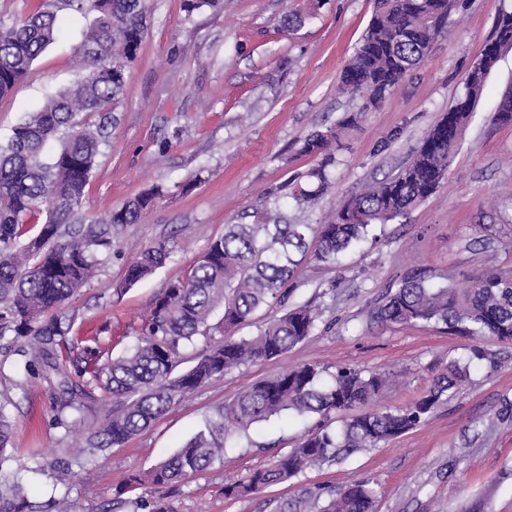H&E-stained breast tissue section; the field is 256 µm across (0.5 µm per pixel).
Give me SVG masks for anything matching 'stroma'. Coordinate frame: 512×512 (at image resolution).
<instances>
[{
  "mask_svg": "<svg viewBox=\"0 0 512 512\" xmlns=\"http://www.w3.org/2000/svg\"><path fill=\"white\" fill-rule=\"evenodd\" d=\"M308 0H229L217 15H186L183 0H145L148 32L127 72L126 94L109 142L86 188L84 221L152 188L160 197L139 223L125 225L97 274L65 302L77 343L71 355L96 348L124 355L136 343L141 318L168 282L193 265L225 225L268 188L285 185L312 164L303 138L344 115L357 124L331 147L336 164L328 190L304 210L281 202L280 216L322 224L366 184L395 175L425 134L465 92L468 73L512 0H460L456 25L432 41L425 61L369 112L341 92L340 75L371 18L374 0H323L294 31L281 25ZM87 21L71 13L56 42L29 75L0 99V140L80 73L74 47ZM512 85V50L486 79L457 154L439 188L405 217L376 224L355 246L324 265L305 261L291 304L313 303L321 316L307 341L276 359L232 369L172 405L152 426L119 448L95 453L75 469L74 512H143L163 503L171 512H277L302 489L338 487L362 478L378 490L375 512H512V418L496 414L512 402V344L448 333L441 325L373 324L369 315L386 289L410 271L430 283L469 286L482 269L512 271V123L494 122L501 94ZM163 242L166 264L123 287L136 251ZM473 362L471 377L435 406L418 427L389 443L357 452L243 499L224 496L226 482L286 454L315 425L282 416L258 424L226 449L223 462L186 484L120 492L121 481L183 446L213 411L252 383L287 367L317 362L393 372L397 384L372 401L375 409L419 399L449 360ZM24 389H17V381ZM14 424L15 468L31 500L61 497L51 466L65 448H85L90 433L75 423L56 428L45 384L26 374L23 357L0 348V400Z\"/></svg>",
  "mask_w": 512,
  "mask_h": 512,
  "instance_id": "stroma-1",
  "label": "stroma"
}]
</instances>
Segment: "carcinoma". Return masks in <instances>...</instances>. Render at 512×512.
<instances>
[{
    "label": "carcinoma",
    "mask_w": 512,
    "mask_h": 512,
    "mask_svg": "<svg viewBox=\"0 0 512 512\" xmlns=\"http://www.w3.org/2000/svg\"><path fill=\"white\" fill-rule=\"evenodd\" d=\"M35 9L0 27V99L25 79L33 62L58 33L62 15L89 18L75 51L84 73L29 113L0 144V339L11 336L25 371L38 370L47 384L57 425L69 429L85 421L100 389L112 409L91 433V447L54 463L62 498L57 512H72L69 477L93 450L119 447L147 429L172 404L206 386L232 368L277 358L312 335L319 312L308 304L284 309L257 333H232L261 306L285 305L293 276L307 254L325 264L361 240L374 224L405 216L437 189L453 161L463 131L480 98L487 75L471 68L463 97L444 113L392 178L368 186L325 224H280L268 199L243 213L245 221L224 225L187 274L168 283L138 330L137 344L118 357L81 362L71 357L70 324L52 314L96 274L99 256L112 251V239L126 224L137 223L154 204L150 190L126 201L95 224L76 225L85 190L106 142L107 115L126 92V73L147 34L144 0H36ZM224 0H184L187 15L216 11ZM452 0H375V9L359 46L345 66L341 91L371 110L412 70L420 66L434 37L448 24ZM512 40V10L498 11L487 52ZM494 120L512 122V93L502 94ZM348 115L326 130L308 134L300 153L315 161L288 182L296 203L320 197L330 183V152L338 131L355 125ZM60 141L48 155L49 142ZM44 218L38 233L26 238L31 222ZM171 251L163 242L143 247L127 270L131 286L164 265ZM221 319L210 323L217 306ZM381 324H443L450 332L512 343V272L482 273L463 290L433 286L419 274L405 278L371 313ZM224 340L212 341L215 333ZM203 338L208 346L195 365L177 374L182 349ZM472 359L448 362L417 401L394 409L355 415L332 429L333 414L378 397L388 377L350 366L333 373L302 364L260 380L224 403L192 439L149 470L128 476L125 488L164 486L189 481L223 460L228 441L248 436L273 417L317 416L288 454L252 473L245 482L224 485V497L246 498L283 483L307 469L339 464L355 452L375 448L419 426L444 397L469 381ZM14 422L0 403V512H43L29 499L18 473L4 464ZM376 490L369 480L307 489L304 497L282 504L281 512H374Z\"/></svg>",
    "instance_id": "1"
}]
</instances>
